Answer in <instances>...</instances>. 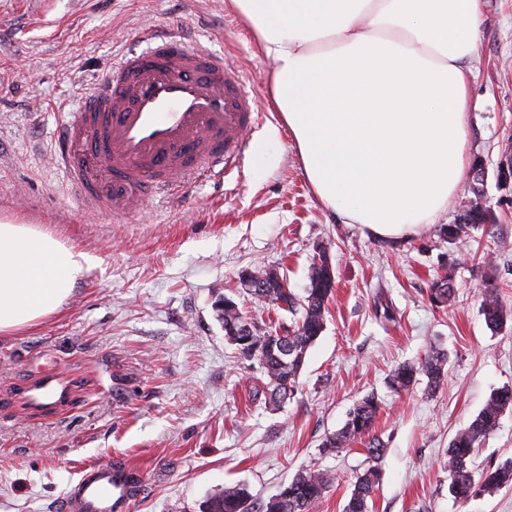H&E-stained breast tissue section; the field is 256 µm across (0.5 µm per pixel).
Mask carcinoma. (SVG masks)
Wrapping results in <instances>:
<instances>
[{
  "label": "carcinoma",
  "mask_w": 512,
  "mask_h": 512,
  "mask_svg": "<svg viewBox=\"0 0 512 512\" xmlns=\"http://www.w3.org/2000/svg\"><path fill=\"white\" fill-rule=\"evenodd\" d=\"M493 222L489 211L471 212L465 223L454 222L440 228V237L455 244L471 236V231ZM328 258L313 263L308 274V288L299 299L288 288H255L250 296L273 307L274 311L288 312L297 320L284 333L260 328L244 316L238 304L229 300L224 316L218 321L224 326V338L249 361L258 363L266 382L263 388L274 403H283L293 397L298 388V376L308 349L325 328L327 304L333 294L335 276ZM455 294L451 273L437 276L430 285L429 299L443 306ZM482 311L488 328L495 331L512 322V312L507 311L500 299L499 289L489 281L481 289ZM447 355L439 351L427 354L416 364H402L389 376V386L397 393L415 386L419 377L427 378V387L434 392L445 375ZM380 404L373 394L357 401L347 419L336 433L327 437L323 447L346 448L368 435L374 426ZM512 410V387L493 391L484 407L466 427L458 430L448 445L447 470L449 489L455 500L466 503L481 492L492 493L512 486V458L495 467L475 474L472 468L476 449L482 447L495 432L502 414ZM379 473L373 468L357 475L352 492L343 512H369V501L378 483ZM330 480L320 470L305 469L296 473L279 492L263 503H255L249 488L243 483L224 486L204 502L201 512H312L324 497Z\"/></svg>",
  "instance_id": "carcinoma-1"
}]
</instances>
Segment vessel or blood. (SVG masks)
<instances>
[{
	"instance_id": "obj_1",
	"label": "vessel or blood",
	"mask_w": 512,
	"mask_h": 512,
	"mask_svg": "<svg viewBox=\"0 0 512 512\" xmlns=\"http://www.w3.org/2000/svg\"><path fill=\"white\" fill-rule=\"evenodd\" d=\"M257 118L244 77L223 55L160 31L114 61L64 113L53 159L86 210L118 222L148 195L180 194L239 163ZM134 471L121 456L86 468L56 512H129Z\"/></svg>"
}]
</instances>
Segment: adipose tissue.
I'll return each instance as SVG.
<instances>
[{
    "instance_id": "ef3b65f1",
    "label": "adipose tissue",
    "mask_w": 512,
    "mask_h": 512,
    "mask_svg": "<svg viewBox=\"0 0 512 512\" xmlns=\"http://www.w3.org/2000/svg\"><path fill=\"white\" fill-rule=\"evenodd\" d=\"M275 65L271 101L320 201L373 236L418 234L469 167L485 0H224ZM89 256L0 223V334L56 313Z\"/></svg>"
}]
</instances>
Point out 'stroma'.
Wrapping results in <instances>:
<instances>
[{
  "label": "stroma",
  "instance_id": "1",
  "mask_svg": "<svg viewBox=\"0 0 512 512\" xmlns=\"http://www.w3.org/2000/svg\"><path fill=\"white\" fill-rule=\"evenodd\" d=\"M162 28L248 77L262 116L251 154L181 197L147 198L121 222L84 218L51 160L63 114L114 58ZM473 66L469 153L485 168L494 222L455 245L439 224L387 240L314 195L269 104L274 66L224 0H0V220L90 256L59 311L0 335V512H53L86 467L116 454L142 473L133 512H200L231 483L262 502L305 468L331 477L314 512H343L371 466L380 479L370 512H512V488L457 502L446 468L454 433L493 390L512 386V328H487L480 295L493 279L512 309V185L498 181L512 149V0H486ZM323 247L336 278L326 327L295 397L273 404L257 395L259 366L225 340L213 304L231 296L261 328L291 325L243 294L238 276L276 266L304 296ZM447 266L456 292L439 307L428 288ZM433 349L448 355L436 394L422 382L392 392L389 372ZM370 393L383 457L370 459L363 440L326 450ZM511 457L509 410L475 461L483 469Z\"/></svg>",
  "mask_w": 512,
  "mask_h": 512
}]
</instances>
